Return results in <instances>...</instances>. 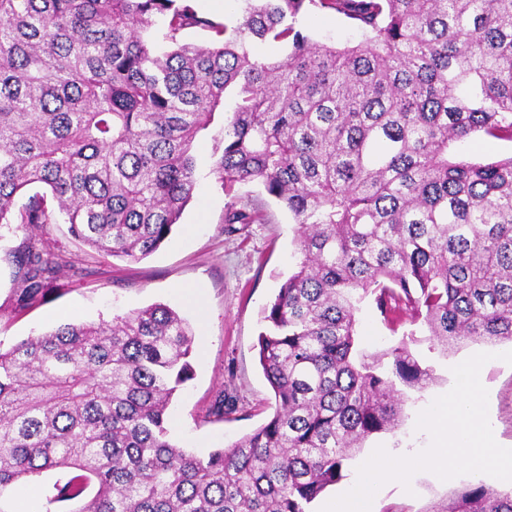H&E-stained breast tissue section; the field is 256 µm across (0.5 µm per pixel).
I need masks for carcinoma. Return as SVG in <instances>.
Here are the masks:
<instances>
[{
  "instance_id": "obj_1",
  "label": "carcinoma",
  "mask_w": 512,
  "mask_h": 512,
  "mask_svg": "<svg viewBox=\"0 0 512 512\" xmlns=\"http://www.w3.org/2000/svg\"><path fill=\"white\" fill-rule=\"evenodd\" d=\"M238 2L221 23L189 0H0V226L61 218L101 254H154L229 93L212 174L225 190L260 183L293 215L301 254L262 311L275 412L206 458L169 439L195 341L171 308L0 349V512L20 484L41 512H309L355 449L398 426L401 389L434 380L406 341L357 350L365 299L445 353L512 343V155L453 149L512 141V0ZM313 8L362 39L312 40L300 20ZM189 28L212 41L184 42ZM266 41L286 59L256 57ZM34 184L45 191L16 207ZM255 220L248 204L224 214ZM16 267L27 305L56 263L29 238ZM429 512H512V494L482 482ZM463 150L477 160H493L512 154V141L476 137L465 143Z\"/></svg>"
}]
</instances>
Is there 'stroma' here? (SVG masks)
I'll return each instance as SVG.
<instances>
[{
    "label": "stroma",
    "mask_w": 512,
    "mask_h": 512,
    "mask_svg": "<svg viewBox=\"0 0 512 512\" xmlns=\"http://www.w3.org/2000/svg\"><path fill=\"white\" fill-rule=\"evenodd\" d=\"M301 26L313 40L339 47L361 38L344 16L318 9L310 10ZM223 124V114H215L209 128L197 135L194 196L164 245L139 262L97 253L64 223L0 228V345L49 331L64 318L98 323L154 304L167 305L187 320L195 335L189 358L192 378L172 398L168 428L176 444L200 457L252 433L274 413V393L259 365L257 340L265 329L262 310L298 258L297 226L285 207L259 183L227 192L212 174L219 154L216 136ZM246 202L258 208V222L229 229L225 211ZM31 235L59 258L61 267L48 290L23 307L13 253ZM357 318L360 347L369 354L394 348L404 333L414 332L410 348L422 366L432 369L434 380L424 391L405 392L400 426L365 440L347 461L342 479L311 504L310 512H319L351 485L377 446L406 454L426 448L430 436L416 428L419 412L451 389V366L487 349L486 343L470 342L442 354L422 327L387 326L370 299L362 303ZM480 380L489 391L494 437L501 446L512 447V366L490 360ZM472 483L467 475L443 481L420 472L411 491L386 484L372 512H428Z\"/></svg>",
    "instance_id": "stroma-1"
}]
</instances>
